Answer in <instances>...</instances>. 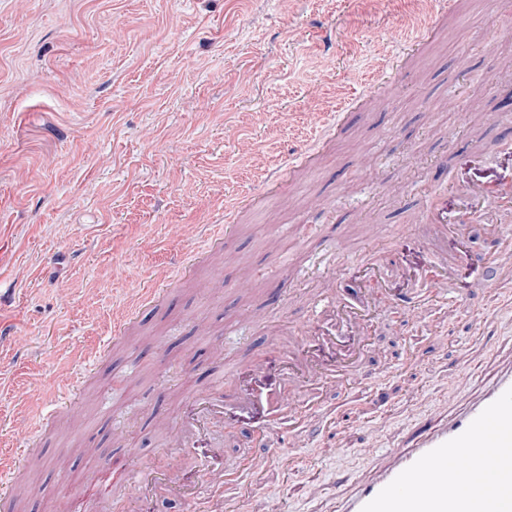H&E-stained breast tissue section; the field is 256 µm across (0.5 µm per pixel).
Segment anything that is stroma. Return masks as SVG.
Listing matches in <instances>:
<instances>
[{"label":"stroma","mask_w":512,"mask_h":512,"mask_svg":"<svg viewBox=\"0 0 512 512\" xmlns=\"http://www.w3.org/2000/svg\"><path fill=\"white\" fill-rule=\"evenodd\" d=\"M423 21V43L402 48ZM510 71L512 11L488 0L449 16L435 0H0V449L25 457L17 512H74L114 462L190 479L214 448L250 512H337L391 450L480 394L512 357V279L479 258L504 248L512 216L487 202L441 236L424 215L512 177ZM239 193L250 205L223 249L114 337ZM375 261L366 321L327 319L323 300L354 303ZM413 291L431 300L409 323L396 307ZM312 326L335 343L307 342ZM357 337L364 358L342 381L290 391L291 358L343 363ZM228 358L261 363L258 408H225L170 455L176 415L223 393ZM270 399L316 407L255 476L257 434L281 428ZM330 419L338 436L319 431Z\"/></svg>","instance_id":"stroma-1"}]
</instances>
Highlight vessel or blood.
<instances>
[{"label":"vessel or blood","mask_w":512,"mask_h":512,"mask_svg":"<svg viewBox=\"0 0 512 512\" xmlns=\"http://www.w3.org/2000/svg\"><path fill=\"white\" fill-rule=\"evenodd\" d=\"M369 299L331 314L346 323L363 322ZM223 400L194 398L177 422L193 441L223 415ZM484 487L472 497L462 482ZM143 494L176 497L193 512H248L246 498L224 493V473L216 457L201 459L195 480L169 469L144 467L127 480ZM343 512H512V368L501 372L475 401L442 425L429 426L395 450L393 463L356 487Z\"/></svg>","instance_id":"b4317fda"}]
</instances>
